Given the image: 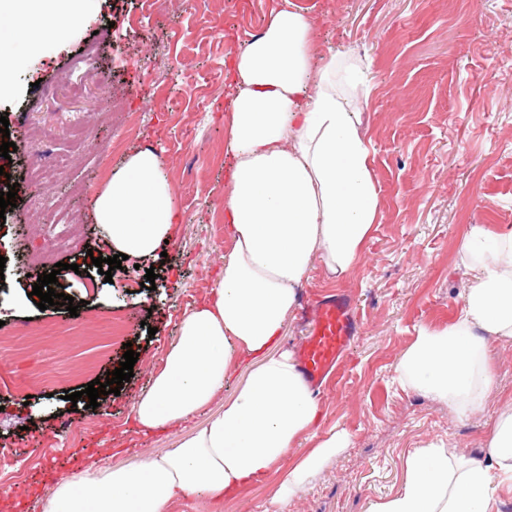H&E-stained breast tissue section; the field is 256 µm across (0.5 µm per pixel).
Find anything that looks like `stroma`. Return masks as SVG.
I'll use <instances>...</instances> for the list:
<instances>
[{
	"label": "stroma",
	"instance_id": "35a3bbf8",
	"mask_svg": "<svg viewBox=\"0 0 512 512\" xmlns=\"http://www.w3.org/2000/svg\"><path fill=\"white\" fill-rule=\"evenodd\" d=\"M283 2L167 0L151 8L144 0H84L78 22L48 21L40 44L0 32L14 61L0 117L17 146L0 157L17 192L15 208L0 218V459L23 474L0 484V512H42L55 480L98 449H111L112 467L161 456L233 397L230 382L190 422L149 436L131 417L180 319L213 288L232 250L224 228L226 108L237 87L227 64ZM291 2L312 18L318 53L346 56L366 76L346 100L360 115L380 216L363 261L344 279L314 262L283 336L298 348L316 295L351 297L359 333L318 395L325 412L318 437L343 432L349 442L286 501L274 502L272 478L221 504L189 495L170 512H367L400 489L415 449L441 445L480 458L496 412L512 405V339L490 342L496 387L481 413L457 417L393 381L419 327L454 320L468 286L461 244L472 228L512 231V0ZM91 43L96 59L79 67ZM115 98L131 125L113 117ZM76 124L86 132L81 145L69 138ZM37 146L67 155L62 180L33 185ZM142 150L159 154L183 220L166 258L127 259L107 280L92 263L111 250L94 222L91 191ZM62 198L79 217L76 251L55 256L66 265L61 292L82 303L74 316L40 310L30 297L43 270L28 258L48 242ZM149 268L157 275L151 289L142 285ZM129 349L139 355L130 381L89 408L87 384L118 368ZM77 391L78 410L64 398Z\"/></svg>",
	"mask_w": 512,
	"mask_h": 512
}]
</instances>
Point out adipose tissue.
I'll return each instance as SVG.
<instances>
[{"label":"adipose tissue","instance_id":"ef3b65f1","mask_svg":"<svg viewBox=\"0 0 512 512\" xmlns=\"http://www.w3.org/2000/svg\"><path fill=\"white\" fill-rule=\"evenodd\" d=\"M10 23L38 43L43 16L69 22L81 0H7ZM312 21L284 4L230 61L241 87L230 106L227 150L233 163L224 222L234 245L214 288L182 317L179 339L149 390L132 407L142 434L166 432L206 408L234 380L248 376L178 447L133 466L86 468L55 483L42 512H169L175 498L199 494L221 502L265 479L300 437L316 433L322 408L292 350L284 324L315 260L334 276L350 273L380 211L360 117L340 87L363 81L339 56L316 58ZM96 223L114 251L155 254L182 221L158 154L130 156L92 193ZM474 227L461 246L470 284L457 318L420 327L401 355L402 386L447 404L463 418L483 411L495 387L489 342L512 339V232L494 237ZM347 444L337 433L284 473L278 496L297 493ZM483 462L442 448H419L405 461L399 491L368 512H492L494 494L512 482V407L500 410L483 440Z\"/></svg>","mask_w":512,"mask_h":512}]
</instances>
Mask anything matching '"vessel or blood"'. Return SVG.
I'll return each mask as SVG.
<instances>
[{"label": "vessel or blood", "mask_w": 512, "mask_h": 512, "mask_svg": "<svg viewBox=\"0 0 512 512\" xmlns=\"http://www.w3.org/2000/svg\"><path fill=\"white\" fill-rule=\"evenodd\" d=\"M358 330L350 298L336 291L321 295L312 326L299 350L300 367L313 390H320Z\"/></svg>", "instance_id": "b4317fda"}]
</instances>
